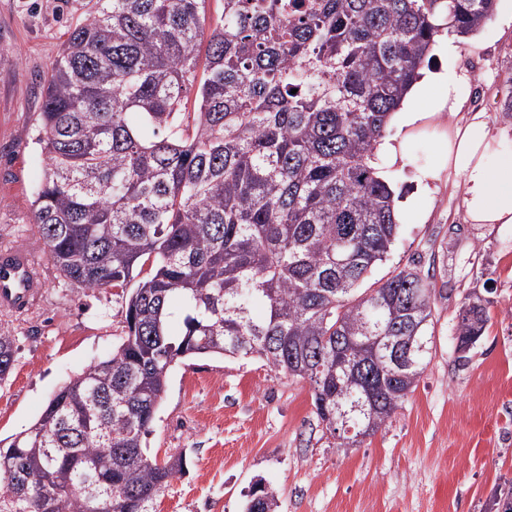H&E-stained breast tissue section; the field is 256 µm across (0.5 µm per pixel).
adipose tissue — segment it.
Listing matches in <instances>:
<instances>
[{
  "instance_id": "adipose-tissue-1",
  "label": "adipose tissue",
  "mask_w": 512,
  "mask_h": 512,
  "mask_svg": "<svg viewBox=\"0 0 512 512\" xmlns=\"http://www.w3.org/2000/svg\"><path fill=\"white\" fill-rule=\"evenodd\" d=\"M468 93V81L454 71L422 70L391 116L399 136L383 139L378 154L393 163L405 161L409 140L426 132L441 113L454 112ZM446 174L461 179L471 223L512 224V152L501 150L488 121L476 117L465 125L449 126L438 138L436 162L420 171L418 179L435 181Z\"/></svg>"
}]
</instances>
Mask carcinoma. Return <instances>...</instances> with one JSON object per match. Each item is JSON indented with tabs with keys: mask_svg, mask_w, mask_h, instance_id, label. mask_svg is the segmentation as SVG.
Wrapping results in <instances>:
<instances>
[{
	"mask_svg": "<svg viewBox=\"0 0 512 512\" xmlns=\"http://www.w3.org/2000/svg\"><path fill=\"white\" fill-rule=\"evenodd\" d=\"M202 2L95 0L45 79L32 224L62 277L126 291V331L0 444V512H152L186 464L146 444L179 359L309 382L338 448L386 426L430 363L429 276L371 280L400 231L375 152L435 38L471 35L496 0H224L209 25ZM488 320L464 302L457 348ZM398 336L424 349L394 372ZM15 361L1 330L0 382ZM259 494L244 512H275Z\"/></svg>",
	"mask_w": 512,
	"mask_h": 512,
	"instance_id": "carcinoma-1",
	"label": "carcinoma"
}]
</instances>
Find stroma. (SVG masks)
Instances as JSON below:
<instances>
[{"mask_svg": "<svg viewBox=\"0 0 512 512\" xmlns=\"http://www.w3.org/2000/svg\"><path fill=\"white\" fill-rule=\"evenodd\" d=\"M89 0H0V251L27 254L35 277L28 308L0 307L16 338L11 376L0 383V439L30 428L53 394L125 335L120 289L84 290L60 277L31 224L44 174L37 142L43 83ZM457 53L470 97L441 124L483 114L512 150V119L499 103L512 87V21L494 13ZM404 164L382 162L384 179L419 195L420 220L402 224L374 278L410 264L433 273L432 358L392 421L353 448L318 427L312 390L266 362L219 356L180 360L169 371L147 446L157 457L186 449L185 475L154 512H242L255 479L278 497L277 512H490L512 482V224H470L459 183L416 189L413 173L435 159V139L409 143ZM489 313L482 339L458 362L456 316L465 297Z\"/></svg>", "mask_w": 512, "mask_h": 512, "instance_id": "stroma-1", "label": "stroma"}]
</instances>
